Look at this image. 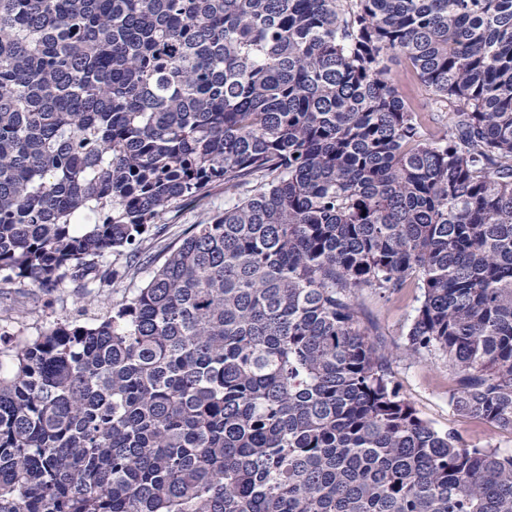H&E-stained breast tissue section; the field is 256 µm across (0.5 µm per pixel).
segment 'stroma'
Here are the masks:
<instances>
[{
	"mask_svg": "<svg viewBox=\"0 0 512 512\" xmlns=\"http://www.w3.org/2000/svg\"><path fill=\"white\" fill-rule=\"evenodd\" d=\"M390 68L413 109L426 113L428 131L436 134L445 129L447 113L433 111L429 92L407 76L404 61L393 60ZM223 209L224 192L219 188L214 190L205 207L176 205L165 231L147 242L152 255L161 254L164 247L178 239L189 225L207 221ZM150 273V268H142L106 288L96 299L68 282L49 294L32 288L22 279L0 283V325L18 338L35 335L52 323L81 314L90 315L111 306L112 302L143 286ZM419 295V289L410 284L390 296L366 290L359 298L362 323L375 344L390 354L388 372L393 384L419 416L436 429L455 431L470 446L512 449V433L468 418L449 405L448 391L455 385V375L444 357L426 354L410 358L397 354L396 349L404 343L415 315Z\"/></svg>",
	"mask_w": 512,
	"mask_h": 512,
	"instance_id": "35a3bbf8",
	"label": "stroma"
}]
</instances>
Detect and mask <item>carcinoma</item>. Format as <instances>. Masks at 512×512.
<instances>
[{"instance_id": "carcinoma-1", "label": "carcinoma", "mask_w": 512, "mask_h": 512, "mask_svg": "<svg viewBox=\"0 0 512 512\" xmlns=\"http://www.w3.org/2000/svg\"><path fill=\"white\" fill-rule=\"evenodd\" d=\"M218 187L0 348V512H512V450L420 418L358 305L415 282L403 352L512 433V0H0V281L100 292ZM402 93L414 110L424 112L427 116L426 127L431 134H438L445 129L448 123L447 112H431L430 93L417 82L411 80L406 74V66L403 60L394 59L388 63ZM222 211H224V191L220 188L213 191L209 203L203 208L177 204L168 215L169 224L166 225L165 231L159 236H151L144 246L151 247L152 255L157 256L167 244L178 239L189 224L205 222Z\"/></svg>"}]
</instances>
